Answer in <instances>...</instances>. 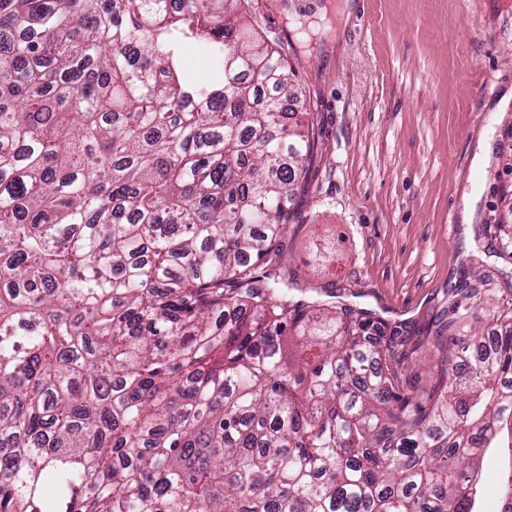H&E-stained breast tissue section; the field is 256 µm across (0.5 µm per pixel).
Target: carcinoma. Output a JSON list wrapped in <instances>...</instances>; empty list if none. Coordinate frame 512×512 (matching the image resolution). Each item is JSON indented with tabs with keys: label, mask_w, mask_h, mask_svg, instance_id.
I'll list each match as a JSON object with an SVG mask.
<instances>
[{
	"label": "carcinoma",
	"mask_w": 512,
	"mask_h": 512,
	"mask_svg": "<svg viewBox=\"0 0 512 512\" xmlns=\"http://www.w3.org/2000/svg\"><path fill=\"white\" fill-rule=\"evenodd\" d=\"M293 76L230 0H0V512H473L512 459V309L298 279ZM506 466L507 459L502 457L497 449L491 448L488 450L482 464L481 490L474 510L478 512H499V474Z\"/></svg>",
	"instance_id": "obj_1"
}]
</instances>
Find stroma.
Wrapping results in <instances>:
<instances>
[{"mask_svg":"<svg viewBox=\"0 0 512 512\" xmlns=\"http://www.w3.org/2000/svg\"><path fill=\"white\" fill-rule=\"evenodd\" d=\"M310 93L318 149L288 231L301 280L416 327L483 278L512 308V0H238ZM491 154L473 159L481 141ZM332 248L318 262L313 242ZM489 449L476 512H499Z\"/></svg>","mask_w":512,"mask_h":512,"instance_id":"1","label":"stroma"}]
</instances>
